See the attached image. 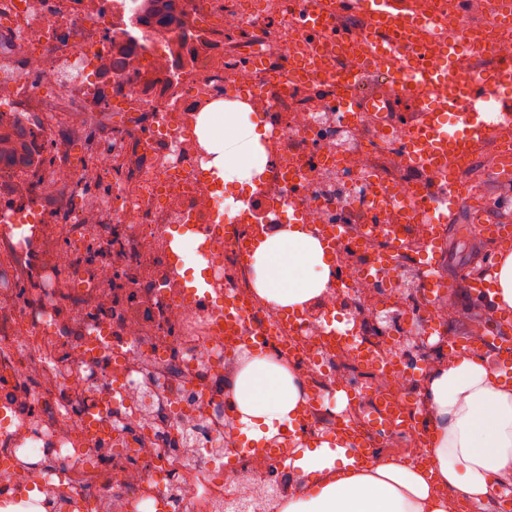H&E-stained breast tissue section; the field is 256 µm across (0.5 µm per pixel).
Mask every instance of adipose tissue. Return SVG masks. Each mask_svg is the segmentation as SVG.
Listing matches in <instances>:
<instances>
[{
    "label": "adipose tissue",
    "mask_w": 512,
    "mask_h": 512,
    "mask_svg": "<svg viewBox=\"0 0 512 512\" xmlns=\"http://www.w3.org/2000/svg\"><path fill=\"white\" fill-rule=\"evenodd\" d=\"M247 105L218 100L198 117L196 133L225 182L248 183L264 170L266 126L245 120ZM253 293L271 307L303 313L317 307L337 278L333 256L308 225L260 236L252 257ZM489 307L512 311V251L491 266ZM297 365L274 353L242 355L224 379V402L246 444L281 441L303 416ZM414 415L426 428L418 457L353 456L349 445L312 435L291 449L293 479L278 512H454L458 501L495 512L512 487V378L491 356H440L425 371Z\"/></svg>",
    "instance_id": "adipose-tissue-1"
}]
</instances>
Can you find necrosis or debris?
<instances>
[{
  "label": "necrosis or debris",
  "instance_id": "1",
  "mask_svg": "<svg viewBox=\"0 0 512 512\" xmlns=\"http://www.w3.org/2000/svg\"><path fill=\"white\" fill-rule=\"evenodd\" d=\"M303 0H177L186 29L163 35L141 0H0V112L29 124L27 101L46 83L69 101L46 121L79 126L86 93L127 112L113 129L116 148L135 149L131 171L112 177L97 218L73 210L51 224L44 192L20 169L0 165V512H223L232 486L271 488L282 454L239 452L224 432V369L234 359L224 336V293L247 305L240 333L282 336L299 365L304 426L336 432V394L345 389L337 352L407 336L413 324L440 330V303L403 287L405 271L384 262L344 279L347 298L288 316L263 303L240 273L251 267L255 226L397 223L414 203L404 172L406 134L375 112H343L336 71L362 56V41L315 42L295 22ZM454 21L458 67L479 72L483 57L512 58V31L500 0H469ZM232 36L238 52H200L193 68L178 52L211 31ZM124 68L105 74L117 45ZM219 99H237L265 118L269 163L252 184L227 190L195 133L197 116ZM391 155L395 175L375 165ZM28 195L16 206L18 188ZM202 263L210 294L202 303L187 261ZM34 288H23L25 280ZM372 284L363 298L357 286ZM375 320L358 330L360 314ZM342 342L328 338L333 321ZM416 372L402 362L373 371L367 395L398 388L412 410ZM233 460L225 468V460ZM44 497L30 499L31 489Z\"/></svg>",
  "mask_w": 512,
  "mask_h": 512
}]
</instances>
